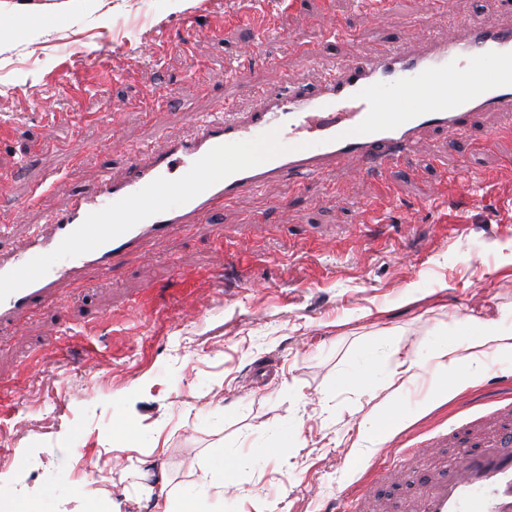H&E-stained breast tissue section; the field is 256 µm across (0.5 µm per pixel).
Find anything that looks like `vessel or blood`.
Returning <instances> with one entry per match:
<instances>
[{"instance_id":"b4317fda","label":"vessel or blood","mask_w":512,"mask_h":512,"mask_svg":"<svg viewBox=\"0 0 512 512\" xmlns=\"http://www.w3.org/2000/svg\"><path fill=\"white\" fill-rule=\"evenodd\" d=\"M257 94L256 111L225 102L193 115V136L164 152L133 150L123 179L69 196L24 247L0 250V329L49 302L59 281L111 271L145 241L273 179H320L337 166L382 176L425 129L460 131L479 112L511 116L512 26H466L414 52L386 45L311 85L284 79ZM467 440L473 448L420 477L412 496L378 500V485L400 481L410 460ZM332 512H512V392L497 395L488 414L389 449Z\"/></svg>"}]
</instances>
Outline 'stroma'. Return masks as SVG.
I'll list each match as a JSON object with an SVG mask.
<instances>
[{
  "mask_svg": "<svg viewBox=\"0 0 512 512\" xmlns=\"http://www.w3.org/2000/svg\"><path fill=\"white\" fill-rule=\"evenodd\" d=\"M45 25L0 33V248L23 247L64 194L125 176L127 147L164 150L189 116L257 89L314 81L386 42L418 50L461 25L512 24V0H6ZM253 48L254 67L232 69ZM486 180L455 177L462 158ZM512 329V118L475 116L461 134L424 131L384 178L346 169L240 195L202 226L82 282L0 332V504L12 512H323L379 451L351 446L391 392L347 375L395 358L428 361ZM270 375H258L260 365ZM423 372L407 384L404 429L423 441L512 386V354L488 351L481 380L431 410ZM235 463L217 478L216 451ZM102 465L89 481L80 460Z\"/></svg>",
  "mask_w": 512,
  "mask_h": 512,
  "instance_id": "obj_1",
  "label": "stroma"
}]
</instances>
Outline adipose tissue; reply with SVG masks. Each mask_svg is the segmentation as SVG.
Instances as JSON below:
<instances>
[{
  "label": "adipose tissue",
  "mask_w": 512,
  "mask_h": 512,
  "mask_svg": "<svg viewBox=\"0 0 512 512\" xmlns=\"http://www.w3.org/2000/svg\"><path fill=\"white\" fill-rule=\"evenodd\" d=\"M476 337L463 342L456 339L439 345L433 356L430 397L428 408H435L451 397L475 386L483 372V356L486 350L512 354V330L485 322L476 324ZM424 369L423 364L411 359L395 361L388 367L386 376L393 391L386 410L376 419L361 420L352 437L353 447L364 451L382 444L387 436L401 428L404 420L397 407L406 382L417 378Z\"/></svg>",
  "instance_id": "adipose-tissue-1"
}]
</instances>
